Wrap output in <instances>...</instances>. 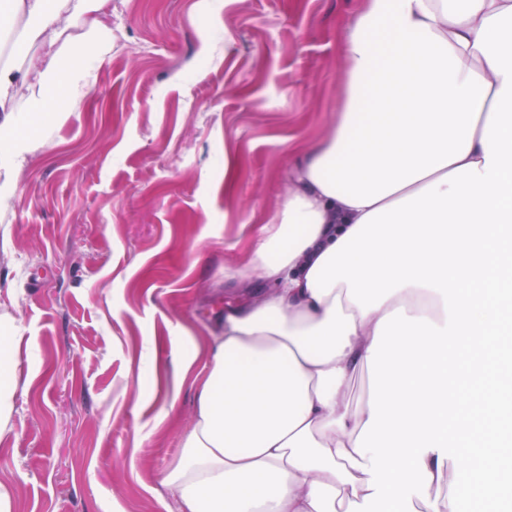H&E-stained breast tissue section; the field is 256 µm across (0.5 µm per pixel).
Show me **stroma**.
<instances>
[{"mask_svg":"<svg viewBox=\"0 0 512 512\" xmlns=\"http://www.w3.org/2000/svg\"><path fill=\"white\" fill-rule=\"evenodd\" d=\"M357 0H112L86 105L50 120L0 207L23 336L0 482L18 512H167L191 393L173 349L244 301L224 278L336 106Z\"/></svg>","mask_w":512,"mask_h":512,"instance_id":"35a3bbf8","label":"stroma"}]
</instances>
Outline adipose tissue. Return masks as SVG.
Listing matches in <instances>:
<instances>
[{
    "mask_svg": "<svg viewBox=\"0 0 512 512\" xmlns=\"http://www.w3.org/2000/svg\"><path fill=\"white\" fill-rule=\"evenodd\" d=\"M0 203L81 109L112 0H7ZM325 136L298 147L227 308L164 479L175 512H468L512 496V0H359ZM20 329L0 310V439L15 429ZM374 386L351 405L354 375Z\"/></svg>",
    "mask_w": 512,
    "mask_h": 512,
    "instance_id": "adipose-tissue-1",
    "label": "adipose tissue"
}]
</instances>
